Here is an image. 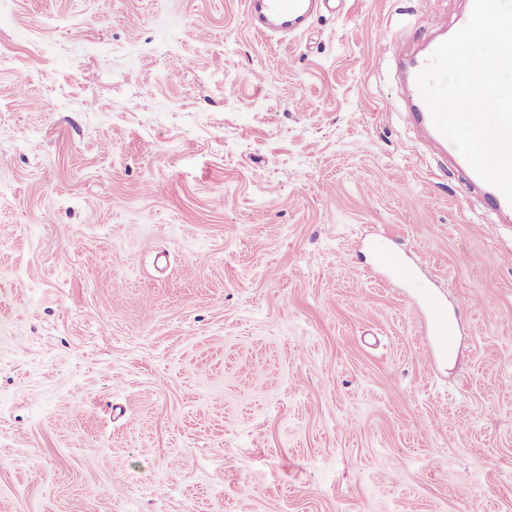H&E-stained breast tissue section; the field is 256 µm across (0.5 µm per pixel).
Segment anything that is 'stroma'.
<instances>
[{
	"instance_id": "obj_1",
	"label": "stroma",
	"mask_w": 512,
	"mask_h": 512,
	"mask_svg": "<svg viewBox=\"0 0 512 512\" xmlns=\"http://www.w3.org/2000/svg\"><path fill=\"white\" fill-rule=\"evenodd\" d=\"M465 9L0 0V512H512V223L392 71ZM251 26L262 33L296 36L305 33L323 11L336 9L335 0H248ZM468 4V14L458 25L450 28L446 17H436L432 22L431 35L421 47L412 51H400L397 55L396 73L403 91L409 118L426 140L440 151L448 148V140L437 130L433 123L430 111L420 95L417 86V75L426 66L435 48L448 39V32L452 29L451 37L467 23L472 12L473 0H468ZM449 158V165L465 174V186L469 191L479 194L485 202L501 217L512 219V204L494 186L483 181L471 168L464 157L458 153ZM421 297L430 311L431 331L437 351L445 357L453 356L457 347L456 331L448 318V305L436 299L431 290H424Z\"/></svg>"
}]
</instances>
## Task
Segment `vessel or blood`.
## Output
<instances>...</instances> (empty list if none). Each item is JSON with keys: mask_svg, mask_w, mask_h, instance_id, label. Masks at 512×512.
<instances>
[{"mask_svg": "<svg viewBox=\"0 0 512 512\" xmlns=\"http://www.w3.org/2000/svg\"><path fill=\"white\" fill-rule=\"evenodd\" d=\"M335 7L336 0H247L246 3L250 23L255 30L288 36L305 33L318 15ZM448 32L447 18L436 17L432 22L431 35L421 47L398 53L396 70L412 124L434 148L441 151L447 148L448 141L433 123L420 95L417 76L435 48L447 39ZM449 164L464 173L465 186L469 191L479 194L501 217L512 219V204L496 187L483 181L462 155L450 158ZM422 299L430 311L431 331L437 351L445 357L453 356L457 347L456 331L448 317L447 304L436 299L429 290L423 291Z\"/></svg>", "mask_w": 512, "mask_h": 512, "instance_id": "vessel-or-blood-1", "label": "vessel or blood"}]
</instances>
